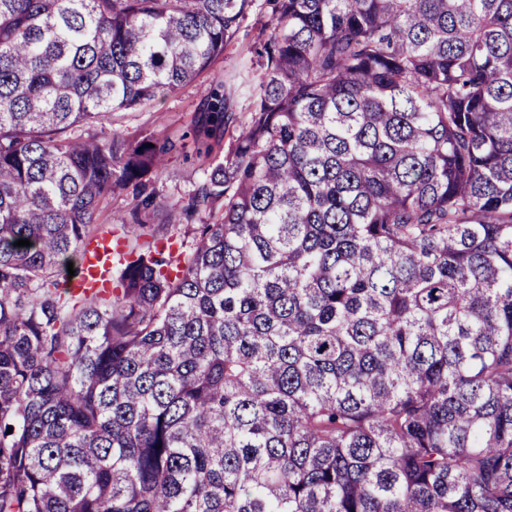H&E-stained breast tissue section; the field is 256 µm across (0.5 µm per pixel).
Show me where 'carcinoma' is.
I'll use <instances>...</instances> for the list:
<instances>
[{
	"instance_id": "obj_1",
	"label": "carcinoma",
	"mask_w": 512,
	"mask_h": 512,
	"mask_svg": "<svg viewBox=\"0 0 512 512\" xmlns=\"http://www.w3.org/2000/svg\"><path fill=\"white\" fill-rule=\"evenodd\" d=\"M251 16L164 202L96 129ZM0 512H512V0H0ZM133 205L134 200L129 191H117L100 205L98 222L112 224L113 227V224H115L114 218L128 214ZM113 228L117 231L116 235H123L122 227L114 226ZM156 229L159 230L160 235H166L167 237H171L172 241H174L178 247L177 251H175L172 255V259L176 260L179 255L184 252L188 253L192 247L193 235L191 234V225L186 224H157L156 221L153 224ZM183 243V245H182ZM124 251L120 240L104 237L92 242L85 251L82 264V275L74 284L75 289L94 291L100 288H110L106 270L112 266V260Z\"/></svg>"
}]
</instances>
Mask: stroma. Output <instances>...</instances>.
I'll return each mask as SVG.
<instances>
[{
  "label": "stroma",
  "mask_w": 512,
  "mask_h": 512,
  "mask_svg": "<svg viewBox=\"0 0 512 512\" xmlns=\"http://www.w3.org/2000/svg\"><path fill=\"white\" fill-rule=\"evenodd\" d=\"M252 43V36H239L225 51L223 61L209 72L151 105L115 114L110 124L99 128L102 137L117 131L135 140L154 136L174 142L165 170L155 183L159 198L177 200L192 192L205 178L207 152H223V142L197 139L199 108L213 81L222 79L227 70L248 64Z\"/></svg>",
  "instance_id": "obj_1"
}]
</instances>
